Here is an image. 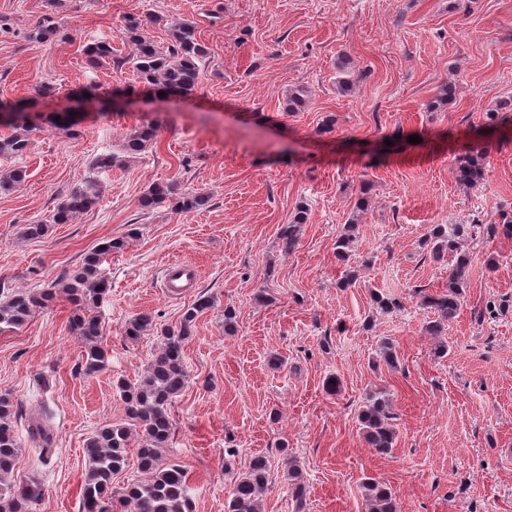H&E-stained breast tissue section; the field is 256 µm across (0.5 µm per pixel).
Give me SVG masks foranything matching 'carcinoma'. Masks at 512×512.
<instances>
[{
  "label": "carcinoma",
  "mask_w": 512,
  "mask_h": 512,
  "mask_svg": "<svg viewBox=\"0 0 512 512\" xmlns=\"http://www.w3.org/2000/svg\"><path fill=\"white\" fill-rule=\"evenodd\" d=\"M162 22L159 16L129 14L124 17L121 37L130 41L134 53L126 58L114 59L116 68L127 67L143 84V90L157 94L161 91L171 97H188L198 88L202 66L209 51L196 35V26L185 20L170 29V42L164 46L150 34L149 28ZM57 26L46 19L33 27L29 38L46 40L56 34ZM87 63L91 68L99 67L112 57V44L107 40H96L85 46ZM122 95L118 89L108 95L96 84L86 85L66 96V103L53 121L56 129L69 138L76 136V121L73 113L85 107L107 110ZM32 99L0 103V116L8 119L11 132L0 135V158H16L25 155L34 127L27 120ZM157 138V127L140 124L125 136L122 151L127 155H140ZM117 163L110 152L98 154L89 166L84 184L72 190L61 201L49 222L27 224L22 237L26 240L40 239L46 235L51 224H71L82 213L94 206L99 199V176L109 172ZM488 172L487 153L482 148L466 151L457 158L454 175L456 181L468 186L482 184ZM25 171L15 168L0 171V190H9L21 184ZM209 196L201 192L180 191L173 181L158 182L140 197L139 207L150 212L169 204L178 212L196 211L207 205ZM307 212L298 210L289 224L280 228L279 239L284 251L289 253L297 242V228L306 223ZM471 225H435L426 240L433 260L442 262L452 257L455 263L448 271L447 289L423 295V304L433 310L436 319L429 322L428 330L439 331L454 319L461 306L465 282L467 259L458 253L460 241L469 234ZM353 225H347L336 241V256L340 261L350 257ZM128 237L109 240L87 257L82 264L57 278L51 287L40 294L16 292L0 300V331L16 329L24 325L40 308L62 294L74 307L71 318L73 329L81 341L83 360L87 373L104 370L108 363L106 349L102 346L104 335L102 320L97 308L109 292L110 283L102 264L105 256L122 251ZM212 301L198 298L188 308L176 329L162 331L163 340L149 363L144 377L135 384L118 383L124 404L125 419L120 423L107 424L90 436L85 443L88 463L82 489V512H110L112 507V479L127 466L132 437L138 439V468L142 478L127 484L120 499L126 512H193V489L186 470L167 460L163 454L172 435V422L168 408L174 398L184 389L187 370L184 355L185 342L192 335V323L198 313L209 308ZM153 327V318L141 314L129 321L126 336L137 340ZM15 411L12 395L0 394V512H33L43 490L40 483L29 478L13 479L15 463L20 446L14 435ZM359 421L368 447L379 455L391 453L395 444V429L392 415L384 397H372L363 406ZM29 437L38 457L49 460L55 449V433L51 427V415L45 406L29 422ZM270 461L265 456L252 458L245 471L238 474L224 512H258V500L268 480ZM367 512H398L396 499L387 485L369 478L363 484Z\"/></svg>",
  "instance_id": "carcinoma-1"
}]
</instances>
